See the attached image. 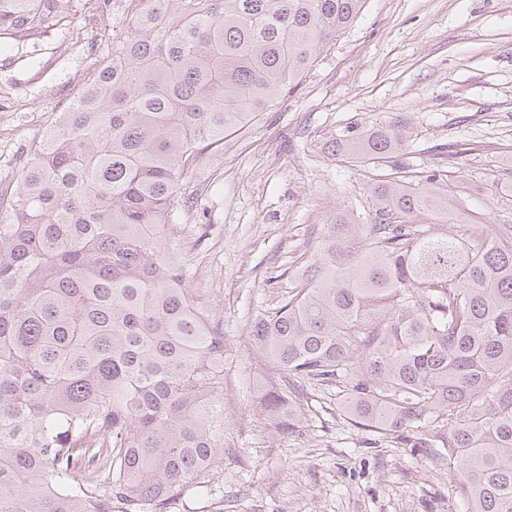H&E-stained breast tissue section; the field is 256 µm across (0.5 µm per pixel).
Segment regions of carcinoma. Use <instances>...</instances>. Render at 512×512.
<instances>
[{
    "label": "carcinoma",
    "mask_w": 512,
    "mask_h": 512,
    "mask_svg": "<svg viewBox=\"0 0 512 512\" xmlns=\"http://www.w3.org/2000/svg\"><path fill=\"white\" fill-rule=\"evenodd\" d=\"M126 25L0 210V512H169L224 472V332L174 253L178 192L205 152L293 91L366 0H100ZM71 0H0L36 42ZM401 126L346 131L339 161L390 163ZM252 326L295 426L336 383L355 423L448 462L467 512H512V224L439 236L448 199L399 177Z\"/></svg>",
    "instance_id": "carcinoma-1"
}]
</instances>
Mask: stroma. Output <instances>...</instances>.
<instances>
[{
    "mask_svg": "<svg viewBox=\"0 0 512 512\" xmlns=\"http://www.w3.org/2000/svg\"><path fill=\"white\" fill-rule=\"evenodd\" d=\"M122 10L73 0L68 26L43 43L0 41V198L105 56L100 30ZM394 122L410 134L408 180L461 217L421 224L444 236L512 223V0H366L293 93L190 173L177 251L188 287L224 320V490L204 500L185 490L172 512H465L446 462L355 424L335 387L303 392L285 433L255 405L278 374L252 340L254 321L337 212H368L369 189L388 171L336 161L327 146Z\"/></svg>",
    "mask_w": 512,
    "mask_h": 512,
    "instance_id": "obj_1",
    "label": "stroma"
}]
</instances>
